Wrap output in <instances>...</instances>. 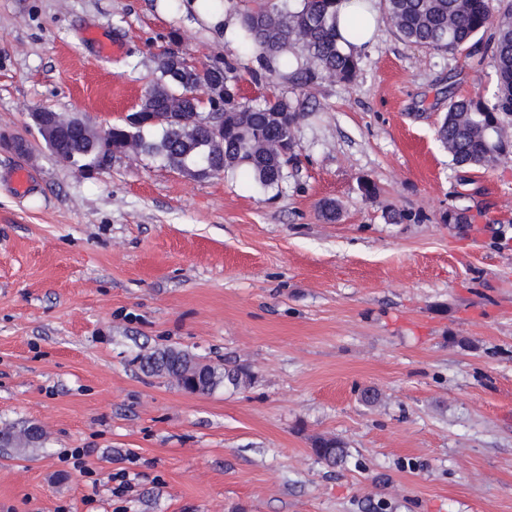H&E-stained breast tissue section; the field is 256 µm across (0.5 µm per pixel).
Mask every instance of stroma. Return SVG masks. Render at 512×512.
Here are the masks:
<instances>
[{
  "instance_id": "stroma-1",
  "label": "stroma",
  "mask_w": 512,
  "mask_h": 512,
  "mask_svg": "<svg viewBox=\"0 0 512 512\" xmlns=\"http://www.w3.org/2000/svg\"><path fill=\"white\" fill-rule=\"evenodd\" d=\"M236 2L0 0V134L29 147L0 148V426L47 434L0 456V512H512V154L459 168L436 139L451 99L492 98L489 56L382 21L353 82L256 81L220 21ZM174 34L231 63L245 103L298 105L279 188L146 155L85 175L38 134L39 109L121 122ZM169 346L253 383L144 375ZM319 435L346 442L343 466L313 456Z\"/></svg>"
}]
</instances>
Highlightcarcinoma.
<instances>
[{"mask_svg": "<svg viewBox=\"0 0 512 512\" xmlns=\"http://www.w3.org/2000/svg\"><path fill=\"white\" fill-rule=\"evenodd\" d=\"M240 13L235 38L247 53H255L262 66L271 62L292 69L299 83H312L322 74L351 82L359 70V57L338 46L336 0H250ZM385 17L402 40L436 52L467 45L478 34L489 33L497 91L493 99L466 97L450 103L437 129V137L457 165L489 167L512 151V3L492 13L490 0H385ZM229 63L201 68L175 63L174 55L159 56L157 76L146 89L137 112L140 126L127 123L111 127L112 142L103 132L63 143L58 155L81 170L94 168L107 145L157 158L172 170L191 177L207 176L197 159L211 161V174L244 169L256 184L275 189L295 160V128L299 113L276 97L249 105L235 94L236 80ZM224 85L223 147L214 144L207 128L211 107L195 92L201 85ZM141 369L153 376L208 394L221 385L236 390L252 385L253 375L240 365L204 363L190 352L167 347L140 358ZM0 440L17 456L45 445L36 426L0 429ZM312 452L318 460L336 467L348 451L336 437H318Z\"/></svg>", "mask_w": 512, "mask_h": 512, "instance_id": "1", "label": "carcinoma"}]
</instances>
